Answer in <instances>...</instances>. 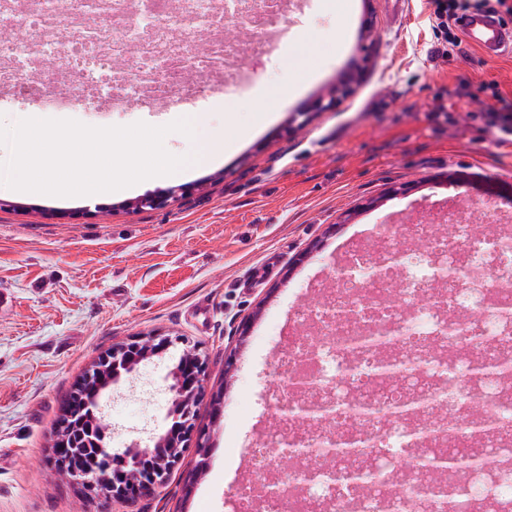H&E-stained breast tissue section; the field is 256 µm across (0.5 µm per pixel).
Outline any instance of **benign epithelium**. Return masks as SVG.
<instances>
[{"instance_id": "obj_1", "label": "benign epithelium", "mask_w": 512, "mask_h": 512, "mask_svg": "<svg viewBox=\"0 0 512 512\" xmlns=\"http://www.w3.org/2000/svg\"><path fill=\"white\" fill-rule=\"evenodd\" d=\"M348 89V84L339 83L319 95L310 106L298 111V114L327 111L336 106ZM175 197L177 190L173 189L163 195L146 196L138 200L137 205L163 208ZM171 346L172 341L166 337L158 334L146 335L114 346L112 350L99 356L89 367V370L97 374V394L83 400L82 409L86 410L83 422L91 428L95 427L98 417L103 414V394L118 383L123 374L135 373L142 363ZM203 368V359L199 354L181 353L170 374L169 391L175 401L171 410V424L144 446L133 442L113 454L108 452V448L101 447V451L107 454L101 466L92 462L76 468L71 464L72 451L68 443L67 425L72 410L65 409L56 429V467L80 483L89 493L103 491L114 500H132L155 495L166 484L169 473L179 462L181 445L192 431L190 416L193 406L201 401Z\"/></svg>"}]
</instances>
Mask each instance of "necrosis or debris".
<instances>
[{
	"label": "necrosis or debris",
	"instance_id": "4bbe7bcc",
	"mask_svg": "<svg viewBox=\"0 0 512 512\" xmlns=\"http://www.w3.org/2000/svg\"><path fill=\"white\" fill-rule=\"evenodd\" d=\"M306 0H0V93L45 112L136 102L177 108L254 86L250 54L283 48ZM204 32L196 42L192 33ZM51 75L54 98L43 77ZM418 241L411 249L407 240ZM338 289L297 307L303 334L281 337L278 420L246 452L238 512H512V375L478 367L512 358V232L481 234L451 212L377 225L338 267ZM392 372H383V364ZM494 411L474 412L475 403ZM328 406L324 419L298 416ZM469 468L438 470L449 451ZM292 457L288 472L276 460Z\"/></svg>",
	"mask_w": 512,
	"mask_h": 512
}]
</instances>
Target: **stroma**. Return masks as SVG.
I'll return each mask as SVG.
<instances>
[{
    "mask_svg": "<svg viewBox=\"0 0 512 512\" xmlns=\"http://www.w3.org/2000/svg\"><path fill=\"white\" fill-rule=\"evenodd\" d=\"M311 0L288 28V53L250 61L257 84L245 96L210 99L194 137L168 134L174 155H200L223 134L234 143L221 164L181 170L109 200L30 199L0 185V512H232L230 486L245 477L239 454L267 424L253 413L283 377L274 359L300 290L336 287L345 253L377 220L414 222L447 204L484 224L488 192L512 217V144L497 146L478 113L494 101L474 95L497 81L512 103V54L469 50L431 58L430 0L389 15L386 0ZM349 27L346 49L333 37ZM374 46L363 58L364 39ZM315 72L300 83L298 69ZM350 92L289 132L290 119L344 75ZM174 112L133 106L88 111L91 126L166 125ZM179 187L164 208L132 200ZM196 346L208 401L195 424L207 432L206 474L183 453L160 493L126 503L89 494L58 475L51 435L80 375L102 353L139 334ZM170 356L153 358L112 390L113 401L144 406L114 416L112 447L146 441L165 423Z\"/></svg>",
    "mask_w": 512,
    "mask_h": 512,
    "instance_id": "stroma-1",
    "label": "stroma"
}]
</instances>
